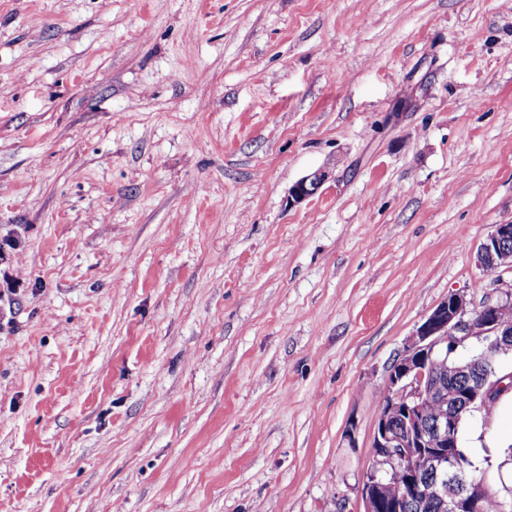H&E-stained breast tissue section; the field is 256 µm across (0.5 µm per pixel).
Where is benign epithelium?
Wrapping results in <instances>:
<instances>
[{
    "instance_id": "1",
    "label": "benign epithelium",
    "mask_w": 512,
    "mask_h": 512,
    "mask_svg": "<svg viewBox=\"0 0 512 512\" xmlns=\"http://www.w3.org/2000/svg\"><path fill=\"white\" fill-rule=\"evenodd\" d=\"M328 178L316 170L299 179L290 189L293 203L316 194ZM512 224H496L480 243L478 264L492 270L512 266ZM512 312V293L479 307L460 293L441 301L409 337L392 364L386 395L373 433L375 467L366 473L359 486L363 512H401L403 502L412 496L433 498L446 512H482L488 493L483 478L457 463L460 447L459 420L462 412L486 405L488 399L505 387L498 375L502 350L512 348V325L502 317ZM474 338L481 349L473 360L457 367L466 372L473 366L482 369V379L461 389L436 372L443 358L458 345ZM434 399L438 413L424 421V402ZM403 477L402 494L383 496V484L392 473Z\"/></svg>"
}]
</instances>
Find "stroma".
Here are the masks:
<instances>
[{
  "label": "stroma",
  "instance_id": "obj_1",
  "mask_svg": "<svg viewBox=\"0 0 512 512\" xmlns=\"http://www.w3.org/2000/svg\"><path fill=\"white\" fill-rule=\"evenodd\" d=\"M511 223L504 0H0V512H360ZM461 441L512 497V392ZM328 178L325 170H316L299 179L290 189L288 201L300 203L306 198L313 196L323 186ZM512 224L494 225L493 231L480 243L477 251L478 264L492 270L501 266H512Z\"/></svg>",
  "mask_w": 512,
  "mask_h": 512
}]
</instances>
